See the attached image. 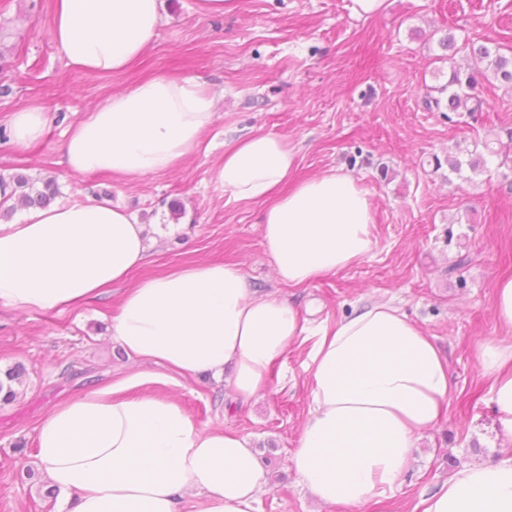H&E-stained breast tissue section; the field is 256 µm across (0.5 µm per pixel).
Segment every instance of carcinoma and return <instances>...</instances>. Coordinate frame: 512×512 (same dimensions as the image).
Returning a JSON list of instances; mask_svg holds the SVG:
<instances>
[{
  "instance_id": "obj_1",
  "label": "carcinoma",
  "mask_w": 512,
  "mask_h": 512,
  "mask_svg": "<svg viewBox=\"0 0 512 512\" xmlns=\"http://www.w3.org/2000/svg\"><path fill=\"white\" fill-rule=\"evenodd\" d=\"M439 46L443 51H451L455 54L468 50L487 61V66L482 73L463 74L456 69L451 70L448 82L437 87L438 93L447 94L448 111L455 112L462 106L471 113L483 111L484 100L477 93V86L490 75L501 83L512 86V58L502 55L499 49H491L483 44L477 46L467 41L460 44L451 33L439 40ZM470 154L476 155V158L468 161L469 167L475 171L479 167H485L486 156L494 155L495 151L489 142L484 141L480 145L474 144ZM11 180L18 202L22 206L44 207L59 195L58 184L50 177L34 181L25 175L16 174L11 177Z\"/></svg>"
}]
</instances>
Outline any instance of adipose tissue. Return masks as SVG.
I'll list each match as a JSON object with an SVG mask.
<instances>
[{
  "label": "adipose tissue",
  "instance_id": "1",
  "mask_svg": "<svg viewBox=\"0 0 512 512\" xmlns=\"http://www.w3.org/2000/svg\"><path fill=\"white\" fill-rule=\"evenodd\" d=\"M161 22L159 0H55L48 35L68 65L91 75L123 71L145 53ZM216 120L215 95L192 78L158 74L101 100L76 121L63 150L74 175L123 180L176 168ZM47 118L35 104L13 110L14 145L39 140ZM286 138L235 140L211 168L216 191L266 201L264 246L278 283L299 287L373 252L372 204L342 169L295 176ZM155 243L147 225L105 202L32 208L0 224V305L64 311L123 282ZM504 338L475 359L489 402L512 441V279L494 298ZM112 336L131 356L224 382L234 399L270 391L290 344H308L310 406L292 469L321 506H364L401 489L414 451L448 404V363L422 327L384 302L310 327L277 297L246 286L234 264L194 262L141 279L120 297ZM38 459L67 512H256L267 478L248 436L202 428L173 399L119 396L115 385L56 404L35 429ZM421 512H512V456L457 470Z\"/></svg>",
  "mask_w": 512,
  "mask_h": 512
}]
</instances>
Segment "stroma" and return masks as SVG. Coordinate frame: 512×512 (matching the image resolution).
Returning a JSON list of instances; mask_svg holds the SVG:
<instances>
[{
    "label": "stroma",
    "instance_id": "35a3bbf8",
    "mask_svg": "<svg viewBox=\"0 0 512 512\" xmlns=\"http://www.w3.org/2000/svg\"><path fill=\"white\" fill-rule=\"evenodd\" d=\"M53 10L54 0H0V127L29 103L47 117L27 148L0 138V176H51L59 203L105 199L161 227L133 280L197 261L230 263L252 291L289 301L311 324L380 301L433 336L448 362V408L420 440L406 485L361 512H419L421 497L459 467L512 455L473 356L480 342L503 335L493 298L499 280L512 277V88L483 83L484 109L475 114L423 105L451 66L478 64L462 53L439 61L445 33L512 53V0H388L372 16L353 14L351 0H236L221 17L198 13L195 0H161L146 54L100 78L61 58L48 36ZM157 73L205 81L216 93L218 119L202 150L177 170L126 183L69 173L61 159L71 124ZM252 131L285 137L298 177L342 166L360 179L373 209L370 257L302 287L277 283L262 237L264 203L230 202L210 185L225 140ZM484 139L500 150L489 171L451 172L448 158ZM462 255L468 265L449 274ZM117 309L114 295L63 312L0 305V369L25 367L16 396L0 400V512H59L61 498L49 493L37 458L38 421L64 399L136 375L146 379L143 391L173 398L197 425L250 437L271 478L257 512H314L289 461L310 404L307 345L289 346L272 392L235 401L212 378L129 356L111 336Z\"/></svg>",
    "mask_w": 512,
    "mask_h": 512
}]
</instances>
